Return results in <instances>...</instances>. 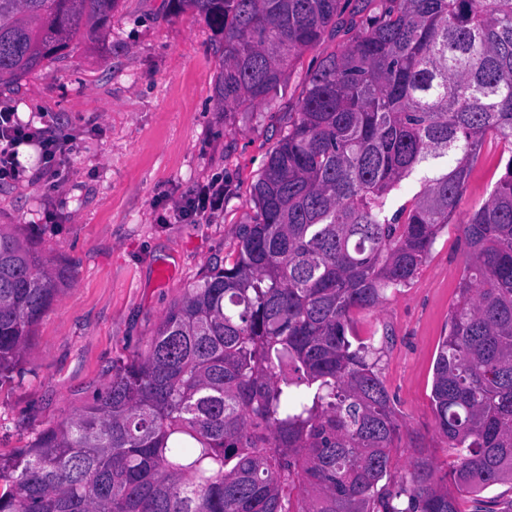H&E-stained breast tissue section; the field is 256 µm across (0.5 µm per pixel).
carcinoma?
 <instances>
[{
  "label": "carcinoma",
  "instance_id": "obj_1",
  "mask_svg": "<svg viewBox=\"0 0 512 512\" xmlns=\"http://www.w3.org/2000/svg\"><path fill=\"white\" fill-rule=\"evenodd\" d=\"M120 4L0 0V87L103 37ZM168 6L220 37L226 110L273 99L343 12ZM361 13L269 154L233 262L170 306L92 404L0 458V512H459L457 495L512 484V0H364ZM488 136L509 159L461 224L466 274L431 392L454 489L419 448L384 492L401 423L349 313L415 278ZM65 281L0 229V386Z\"/></svg>",
  "mask_w": 512,
  "mask_h": 512
}]
</instances>
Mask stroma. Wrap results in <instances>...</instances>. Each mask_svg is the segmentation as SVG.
<instances>
[{
  "label": "stroma",
  "mask_w": 512,
  "mask_h": 512,
  "mask_svg": "<svg viewBox=\"0 0 512 512\" xmlns=\"http://www.w3.org/2000/svg\"><path fill=\"white\" fill-rule=\"evenodd\" d=\"M350 37L337 28L303 54L270 103L228 112L217 92L221 54L203 19L174 14L167 0H122L105 37L0 89V108L69 139L58 188L33 145L19 149L26 178L0 182V228L69 272L32 329L21 374L0 388L1 458L92 403L113 365L145 349L186 289L231 261L256 215L252 187L310 74ZM217 183L219 211L180 219L190 197ZM492 187L487 171H475L413 282L350 314L403 424L392 478L417 448L439 472L453 464L435 424L434 363L465 269L459 224Z\"/></svg>",
  "instance_id": "stroma-1"
}]
</instances>
